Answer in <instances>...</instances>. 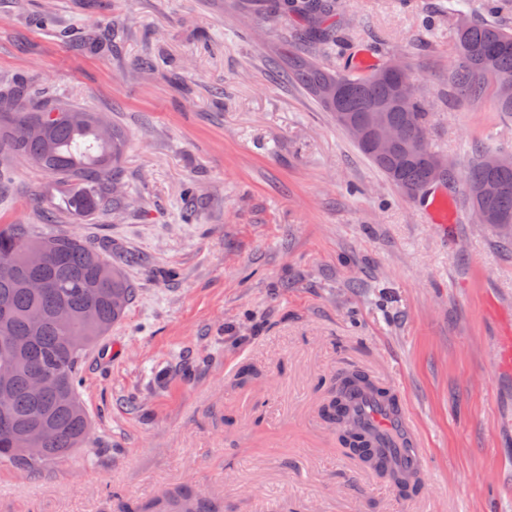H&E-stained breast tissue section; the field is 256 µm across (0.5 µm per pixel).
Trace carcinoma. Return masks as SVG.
<instances>
[{
    "instance_id": "cac0c4a2",
    "label": "carcinoma",
    "mask_w": 512,
    "mask_h": 512,
    "mask_svg": "<svg viewBox=\"0 0 512 512\" xmlns=\"http://www.w3.org/2000/svg\"><path fill=\"white\" fill-rule=\"evenodd\" d=\"M303 11L315 17L302 36L324 45L331 39L327 15L331 5L320 0H278L266 17L275 20L288 12ZM288 76L304 87L328 112H344L361 118L383 109L386 120L401 134L395 150L369 159L392 182L426 189L432 177L429 163L407 154V147L428 133L427 112L419 93L396 97L394 84L384 67L364 77L344 69L326 68L316 58L288 51ZM512 28L494 22L474 21L465 15L455 26V54L448 66V88L468 102L492 95L499 112L512 114ZM342 83L337 101L329 102L326 91ZM127 146L124 130L98 112L77 110L50 99H35L16 86L0 92V151L28 162L54 177L63 191L69 214L77 221L93 218L105 204L101 185L114 183V173ZM493 151L475 149L465 180L470 189L468 204L476 207L471 189L492 179L501 186L494 198L484 202L478 223L496 227L512 224V167H489ZM41 279L48 292L39 295L28 288ZM132 296L130 283L118 268L86 241L71 235L31 236L19 224H0V340L19 342L15 349L0 351V361L14 367L12 398L8 406L10 424H0V462L39 465L62 460L85 447L90 421L79 393L78 367L83 354L121 319ZM65 308L72 321L56 323L55 312ZM34 371L52 377L54 386L41 400L32 397L27 379ZM373 385L370 375L351 369L336 378L324 404L323 417L336 426L339 443L367 469L386 479L400 496L410 498L420 490V481L382 466L379 448L352 428L347 419L346 396L356 386ZM25 434L37 435L43 453L36 458L15 452V441ZM185 505L184 512H220L213 502L189 488L126 512H172V505Z\"/></svg>"
}]
</instances>
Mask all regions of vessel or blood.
<instances>
[{
    "label": "vessel or blood",
    "instance_id": "b4317fda",
    "mask_svg": "<svg viewBox=\"0 0 512 512\" xmlns=\"http://www.w3.org/2000/svg\"><path fill=\"white\" fill-rule=\"evenodd\" d=\"M383 394L358 391L352 396V407L358 423L378 441H385L389 432H396L407 445V452L389 453L392 467L422 470L426 460L425 444L415 432L414 420L395 383L383 386Z\"/></svg>",
    "mask_w": 512,
    "mask_h": 512
}]
</instances>
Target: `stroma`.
Returning <instances> with one entry per match:
<instances>
[{
    "instance_id": "stroma-1",
    "label": "stroma",
    "mask_w": 512,
    "mask_h": 512,
    "mask_svg": "<svg viewBox=\"0 0 512 512\" xmlns=\"http://www.w3.org/2000/svg\"><path fill=\"white\" fill-rule=\"evenodd\" d=\"M502 2L336 0L338 40L314 51L307 17L270 27L253 0H0V87L105 113L129 139L122 200L84 223L1 152L0 224L79 237L135 290L82 357L87 446L0 463V512H118L179 486L224 512H512V243L476 223L463 183L475 144L512 152V114L448 92L455 11L512 27ZM288 48L408 62L458 179L452 223L288 78ZM351 368L400 387L428 451L414 498L321 415Z\"/></svg>"
}]
</instances>
